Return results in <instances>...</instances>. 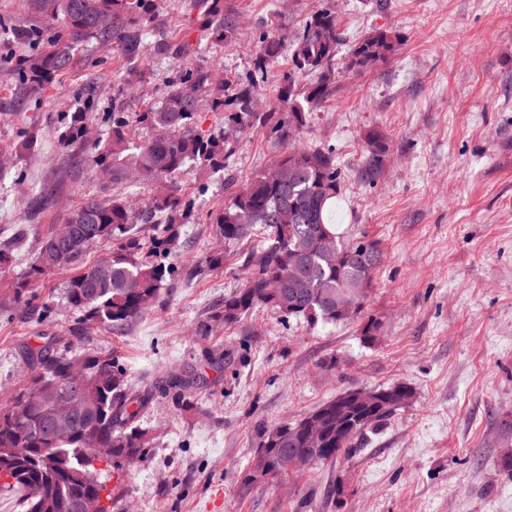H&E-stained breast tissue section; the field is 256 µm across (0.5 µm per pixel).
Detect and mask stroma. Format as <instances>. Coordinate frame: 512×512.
<instances>
[{
    "instance_id": "1",
    "label": "stroma",
    "mask_w": 512,
    "mask_h": 512,
    "mask_svg": "<svg viewBox=\"0 0 512 512\" xmlns=\"http://www.w3.org/2000/svg\"><path fill=\"white\" fill-rule=\"evenodd\" d=\"M332 7L347 44L375 30L395 35L385 62L336 76V89L297 132V145L336 151L343 199L332 216L351 236L379 242L382 261L366 310L380 322L364 342L362 320L308 327L258 308L208 338L195 333L241 285L238 255L196 274L194 262L223 250L209 222L227 183L245 186L283 147L262 133L226 131L223 112L203 100L199 129L226 134L234 151L223 168L189 171L173 188L193 200L194 223L178 227L183 261L160 298L124 332L84 335L64 299V276L43 278L31 306H11L12 288L32 261L37 237L84 197L121 195L142 206L153 183L113 185L60 145L64 117L86 113L107 139V112L159 105L171 78L201 64L217 80L251 77L254 34L272 28L291 43L304 23ZM237 19L231 43L208 45L196 0H152L132 21L142 44H78L70 66L37 93L26 92L19 62L45 49L58 21L31 0H0V234L26 227L13 265L0 268V406L27 383L21 351L53 333L79 336L109 353L132 383L171 374L198 377L190 407L155 396L141 415L152 448L135 467L109 473L113 512H512V0H224ZM389 138L375 179L363 174L370 128ZM35 131V153L16 149ZM53 204L31 217L36 194ZM223 363L206 361V353ZM403 384L413 397L367 445L239 491L262 428L293 422L341 392Z\"/></svg>"
}]
</instances>
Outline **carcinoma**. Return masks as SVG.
I'll use <instances>...</instances> for the list:
<instances>
[{
	"mask_svg": "<svg viewBox=\"0 0 512 512\" xmlns=\"http://www.w3.org/2000/svg\"><path fill=\"white\" fill-rule=\"evenodd\" d=\"M37 11L62 23L51 45L28 56L20 70L31 91L52 82L72 60L73 46L90 37H108L125 16L140 15L149 0H34ZM206 8L211 38L224 43L232 38L235 20L224 14L223 0H198ZM343 40L336 14L323 8L314 13L291 45L293 67L280 78L278 105L269 112L253 110L255 79L235 85L231 98L225 88L213 84L211 71L203 66L178 76L159 107L138 114L139 123L157 134L133 142L127 132L124 112H114L111 136L90 142L86 113L74 112L65 125L63 147H78V159L106 173L112 182L128 183L148 176L160 184L171 183L192 165L217 168L231 156L233 147L221 136L194 129L198 100L184 93L192 85L206 87L216 109L229 108L224 123L243 133L257 130L283 141L306 125L308 112L319 108L336 88V56ZM255 70L266 75L285 49L271 31L259 33L255 41ZM395 41L386 30H376L357 42L348 54L345 68L368 69L386 60ZM366 178L374 179L388 150V138L373 128L364 134ZM343 178L330 146L299 147L277 157L271 170L256 175L234 191L224 207L210 215L215 233L227 245L252 238L263 230L266 238L243 260L246 276L241 287L224 295L218 306L196 326L197 335L208 337L220 326L239 322L256 308H271L286 319L308 324L346 321L336 311V295L354 292L368 298L372 279L366 277L365 260L378 264L379 242L364 237L350 239L331 222L336 199L342 195ZM193 203L172 193L152 200L149 210L136 213L125 199H85L71 211L61 231L50 228L38 238L34 260L23 279L15 283L14 302L29 303L32 288L45 275L69 274L65 295L69 306L84 322L116 333L140 318L147 300L155 301L163 283L174 277L177 267L170 259L179 253L177 235L158 231L141 235L139 225L158 215L167 224H187ZM291 222L280 223L283 212ZM112 242V250L88 264L89 247ZM23 238L13 236L0 243V267L14 261V251ZM29 383L10 404L0 407V496L16 501L23 512H71L69 500L81 492L93 473L101 491L107 486L99 475L122 469L132 455L145 458L149 440L137 425L141 413L155 393L171 397L181 407L191 404V384L178 375L158 385L136 388L115 357L81 350L80 344L61 336H50L38 347L23 352ZM83 376L77 395V413L68 416L59 408L68 396L73 374ZM346 391L292 423L265 427L259 435L257 454L239 474L243 492L282 475L280 459L289 448L307 447L304 430L317 424L323 447L329 453L312 464L334 461L355 451L368 432L394 415L390 410L357 404ZM112 449V462L94 468L88 441Z\"/></svg>",
	"mask_w": 512,
	"mask_h": 512,
	"instance_id": "1",
	"label": "carcinoma"
}]
</instances>
